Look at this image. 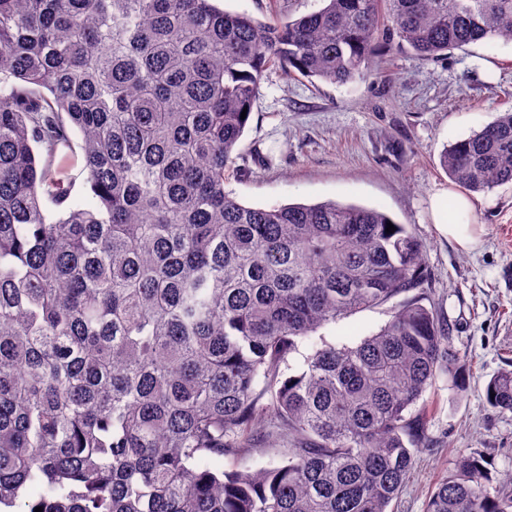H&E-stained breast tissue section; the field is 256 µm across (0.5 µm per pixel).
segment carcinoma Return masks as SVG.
<instances>
[{
	"instance_id": "cac0c4a2",
	"label": "carcinoma",
	"mask_w": 512,
	"mask_h": 512,
	"mask_svg": "<svg viewBox=\"0 0 512 512\" xmlns=\"http://www.w3.org/2000/svg\"><path fill=\"white\" fill-rule=\"evenodd\" d=\"M323 2L264 22L215 0H0V512H389L418 402L441 376L464 389L424 244L378 207H250L225 183L271 67L365 79L383 16L421 60L512 43V0ZM441 166L470 192L512 182V111ZM387 303L359 344L282 369ZM485 400L512 413V369ZM263 444L287 459L215 465ZM426 512H512V474L460 452ZM389 306L390 304H386L377 309L361 311L336 321V324H328L319 329L310 339L300 344L297 353L289 357L291 370L287 373L298 371L303 366L305 357L321 346L320 336H323L327 342L352 346L359 343L365 336L377 332L389 319Z\"/></svg>"
}]
</instances>
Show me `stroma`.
I'll return each mask as SVG.
<instances>
[{
    "label": "stroma",
    "mask_w": 512,
    "mask_h": 512,
    "mask_svg": "<svg viewBox=\"0 0 512 512\" xmlns=\"http://www.w3.org/2000/svg\"><path fill=\"white\" fill-rule=\"evenodd\" d=\"M222 8L268 21L299 17L321 0H221ZM375 77L337 85L272 69L265 75L228 188L252 207L336 201L380 207L412 225L425 246L428 301L447 320L464 356L466 387L437 379L426 397L427 442L391 504L393 512H426L436 482L460 452L478 451L497 478L512 473V413L487 407L484 389L512 369V183L469 194V212L448 218L472 225L477 243L464 249L441 236L430 200L459 194L440 166L446 146L512 109V43L478 42L423 61L407 49L377 55ZM369 309L321 328L291 355L292 370L328 341L355 345L388 320Z\"/></svg>",
    "instance_id": "35a3bbf8"
}]
</instances>
